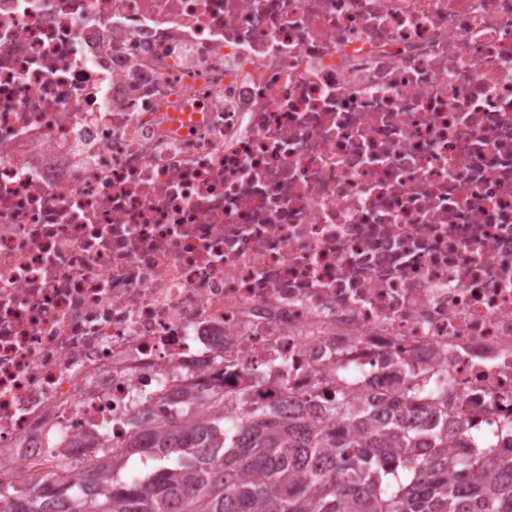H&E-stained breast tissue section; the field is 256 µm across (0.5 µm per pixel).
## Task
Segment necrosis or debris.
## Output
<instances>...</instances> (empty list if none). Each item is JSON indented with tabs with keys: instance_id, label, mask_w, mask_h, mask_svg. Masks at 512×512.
Listing matches in <instances>:
<instances>
[{
	"instance_id": "necrosis-or-debris-1",
	"label": "necrosis or debris",
	"mask_w": 512,
	"mask_h": 512,
	"mask_svg": "<svg viewBox=\"0 0 512 512\" xmlns=\"http://www.w3.org/2000/svg\"><path fill=\"white\" fill-rule=\"evenodd\" d=\"M397 367L512 459V0H0L1 482Z\"/></svg>"
}]
</instances>
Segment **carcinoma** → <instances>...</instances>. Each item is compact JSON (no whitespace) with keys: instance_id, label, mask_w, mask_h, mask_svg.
<instances>
[{"instance_id":"1","label":"carcinoma","mask_w":512,"mask_h":512,"mask_svg":"<svg viewBox=\"0 0 512 512\" xmlns=\"http://www.w3.org/2000/svg\"><path fill=\"white\" fill-rule=\"evenodd\" d=\"M287 399L281 416L220 377L197 395L175 388L167 428L138 429L120 450L94 438L89 466L0 483V512H56L65 497L72 512H512V463L471 452L479 435L448 424V401L420 385ZM134 454L157 465L121 474Z\"/></svg>"}]
</instances>
